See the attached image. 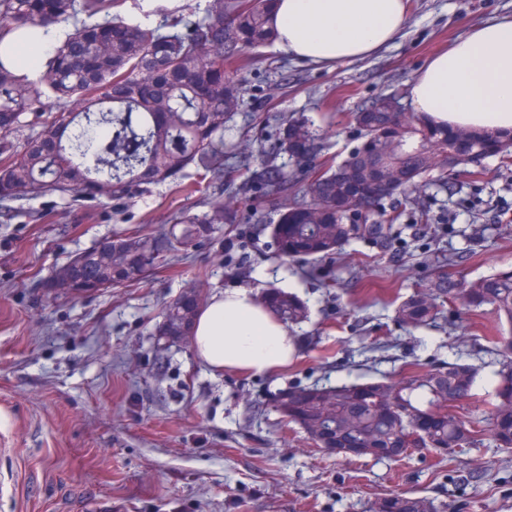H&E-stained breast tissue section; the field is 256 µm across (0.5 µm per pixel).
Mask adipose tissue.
Wrapping results in <instances>:
<instances>
[{"instance_id":"adipose-tissue-1","label":"adipose tissue","mask_w":512,"mask_h":512,"mask_svg":"<svg viewBox=\"0 0 512 512\" xmlns=\"http://www.w3.org/2000/svg\"><path fill=\"white\" fill-rule=\"evenodd\" d=\"M271 24L277 46L314 66L351 62L396 42L406 25L405 0H276ZM57 25L12 46L21 73L36 79L64 39ZM414 111L436 125L488 132L512 130V16L471 27L430 57L410 87ZM197 361L212 373L273 374L298 347L287 325L250 288L213 294L193 328Z\"/></svg>"}]
</instances>
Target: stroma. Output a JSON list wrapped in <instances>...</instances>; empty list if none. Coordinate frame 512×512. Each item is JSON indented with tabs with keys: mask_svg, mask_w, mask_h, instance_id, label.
<instances>
[{
	"mask_svg": "<svg viewBox=\"0 0 512 512\" xmlns=\"http://www.w3.org/2000/svg\"><path fill=\"white\" fill-rule=\"evenodd\" d=\"M404 35L367 59L313 67L276 45L252 56L240 77L246 106L231 122L252 150L270 147L277 116L322 124L335 108L328 156L343 160L361 143L351 114L380 96H408L429 56L471 27L512 15V0H406ZM280 74H271L268 59ZM485 175L430 186L416 201L431 224L405 213L397 224L351 239L324 265L339 284L323 287L301 260H283L249 212L231 234L215 231L179 252L169 266L127 286L87 295L50 293L53 270L76 253L136 232L171 231L181 210L196 208L171 186L137 193L123 207H88L51 194L17 200L0 214V512H370L390 493L424 496L450 512H512V452L483 441L444 457L398 461L326 453L299 426L281 428L275 408L293 386H335L399 378L405 362L424 369L462 359L480 368V416L495 366L488 342L495 318L477 335L449 323L408 329L395 318L436 266L473 280L512 267V170L496 158ZM53 215L32 222L29 212ZM203 283L204 296L227 288L276 287L309 308L291 326L312 337L284 372L212 375L191 341L158 344L164 307Z\"/></svg>",
	"mask_w": 512,
	"mask_h": 512,
	"instance_id": "1",
	"label": "stroma"
}]
</instances>
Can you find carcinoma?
<instances>
[{
  "label": "carcinoma",
  "instance_id": "1",
  "mask_svg": "<svg viewBox=\"0 0 512 512\" xmlns=\"http://www.w3.org/2000/svg\"><path fill=\"white\" fill-rule=\"evenodd\" d=\"M272 0H209L203 14L169 10L156 26L125 17L127 0H0V201L48 194L70 197L78 206L103 199L118 203L151 185L182 184L191 169L224 178V155L247 149L244 140L224 139L227 124L243 111L246 89L239 72L249 55L275 40L270 24ZM72 24L39 80L17 75L7 38L22 27ZM54 97L58 112L41 132L21 146L8 136L21 116ZM304 117L283 118L273 150L248 167L245 179L227 199L212 200L202 213L177 217L181 235L118 236L58 267L46 287L60 295L101 291L140 279L199 236L239 223L247 208L258 224L265 212L282 258L311 260L306 273L325 287L336 276L319 261L351 239L370 234L374 209L399 195L422 192L434 170L450 181L480 171L466 169L472 157L497 156L512 166V131L481 134L433 125L420 112L399 110L383 95L351 113L363 142L340 163L318 160L322 141L334 125ZM91 126L106 135L88 142ZM288 156V162L280 156ZM439 265L429 288H419L397 307L407 327L438 323L449 302L469 312L489 306L507 327L493 337V401L485 416L459 413L474 397L477 366L457 360L431 370L405 363L393 381L337 386H296L276 404L283 426L298 425L313 443L345 457L405 459L415 453L446 454L472 448L488 436L495 446L512 449V269L473 281H460ZM188 289L165 309L158 334L167 339L190 335L203 299ZM259 301L281 321L299 323L308 310L297 296L271 288ZM371 512H443L427 497L391 495Z\"/></svg>",
  "mask_w": 512,
  "mask_h": 512
}]
</instances>
